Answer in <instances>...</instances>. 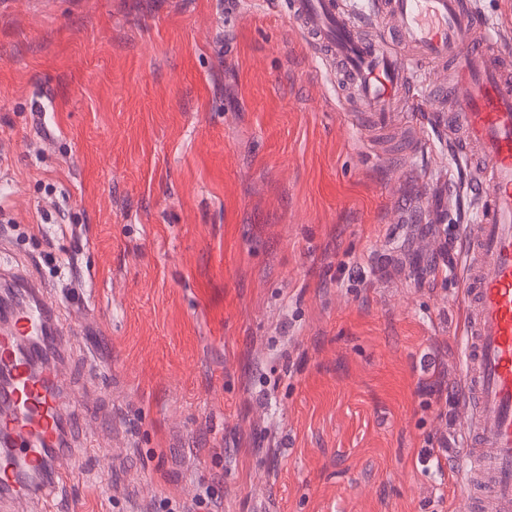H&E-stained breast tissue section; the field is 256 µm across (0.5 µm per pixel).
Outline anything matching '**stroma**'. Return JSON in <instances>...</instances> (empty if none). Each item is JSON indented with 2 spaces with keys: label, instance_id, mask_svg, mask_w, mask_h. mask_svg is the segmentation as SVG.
Returning a JSON list of instances; mask_svg holds the SVG:
<instances>
[{
  "label": "stroma",
  "instance_id": "obj_1",
  "mask_svg": "<svg viewBox=\"0 0 512 512\" xmlns=\"http://www.w3.org/2000/svg\"><path fill=\"white\" fill-rule=\"evenodd\" d=\"M433 133L362 130L290 0H0V276L56 301L88 446L53 500L471 512Z\"/></svg>",
  "mask_w": 512,
  "mask_h": 512
}]
</instances>
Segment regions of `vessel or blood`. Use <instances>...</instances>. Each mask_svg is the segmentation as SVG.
<instances>
[{
	"mask_svg": "<svg viewBox=\"0 0 512 512\" xmlns=\"http://www.w3.org/2000/svg\"><path fill=\"white\" fill-rule=\"evenodd\" d=\"M291 13L322 60L335 62L332 79L368 126L383 128L416 96L417 74L438 62L449 81L433 96L447 103L444 118L460 146L455 161L469 173L462 190L478 206L461 248L464 278V372L461 401L468 423L459 448L462 478L456 492L474 512H512V60L498 49L493 24L472 0H372L370 17H351L337 0H291ZM32 310L10 306L13 330L0 331V361L10 383L0 390V434L12 458L0 457V512H27L24 475L52 467L71 473L69 442L59 430L66 391L57 371L31 374L47 347L65 336L37 327L54 304L40 289L22 290Z\"/></svg>",
	"mask_w": 512,
	"mask_h": 512,
	"instance_id": "b4317fda",
	"label": "vessel or blood"
}]
</instances>
